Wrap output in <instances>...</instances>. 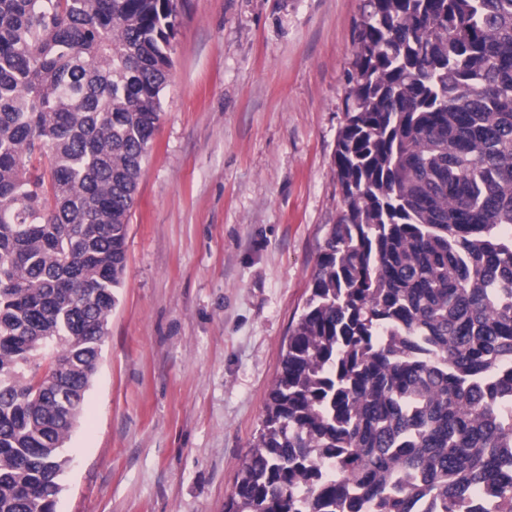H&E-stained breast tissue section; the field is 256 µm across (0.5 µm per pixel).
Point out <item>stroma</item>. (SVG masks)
I'll return each instance as SVG.
<instances>
[{"instance_id":"obj_1","label":"stroma","mask_w":512,"mask_h":512,"mask_svg":"<svg viewBox=\"0 0 512 512\" xmlns=\"http://www.w3.org/2000/svg\"><path fill=\"white\" fill-rule=\"evenodd\" d=\"M362 0H180L56 512H224L342 203Z\"/></svg>"}]
</instances>
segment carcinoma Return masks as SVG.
<instances>
[{
    "instance_id": "obj_1",
    "label": "carcinoma",
    "mask_w": 512,
    "mask_h": 512,
    "mask_svg": "<svg viewBox=\"0 0 512 512\" xmlns=\"http://www.w3.org/2000/svg\"><path fill=\"white\" fill-rule=\"evenodd\" d=\"M178 17L0 0V512H55ZM354 44L344 208L226 512H512V0H364Z\"/></svg>"
}]
</instances>
